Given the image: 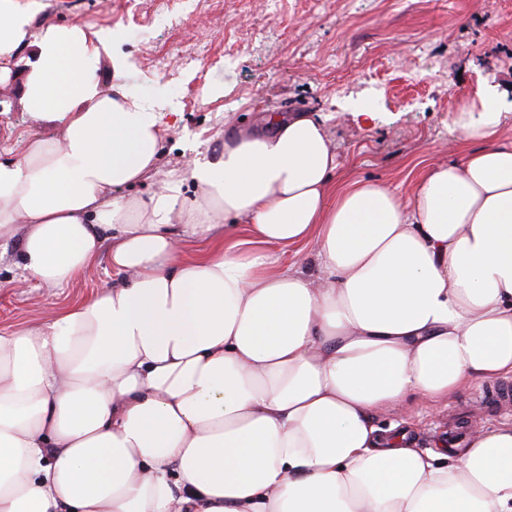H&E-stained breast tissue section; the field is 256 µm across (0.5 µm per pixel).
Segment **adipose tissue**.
<instances>
[{"instance_id": "1", "label": "adipose tissue", "mask_w": 512, "mask_h": 512, "mask_svg": "<svg viewBox=\"0 0 512 512\" xmlns=\"http://www.w3.org/2000/svg\"><path fill=\"white\" fill-rule=\"evenodd\" d=\"M54 136L0 161V238L23 282L117 276L0 333V512H512V420L420 447L378 413L512 375V140L495 97L472 150L408 196L342 185L324 123L271 115L146 197L165 110L78 25L0 0V74ZM207 253L181 260L186 238ZM296 249L283 268L270 246Z\"/></svg>"}]
</instances>
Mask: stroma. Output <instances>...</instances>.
Returning <instances> with one entry per match:
<instances>
[{
	"label": "stroma",
	"instance_id": "35a3bbf8",
	"mask_svg": "<svg viewBox=\"0 0 512 512\" xmlns=\"http://www.w3.org/2000/svg\"><path fill=\"white\" fill-rule=\"evenodd\" d=\"M32 23L75 24L88 33L119 31L99 60L103 86L112 61L128 65V87L149 104L165 98L161 171L210 155L226 126L248 129L269 113L306 112L324 120L336 143L337 180L375 179L410 194L427 160L449 145L470 149L457 129L461 109L493 94L512 136V0H196L179 28L160 20L180 0H36ZM232 61H225L226 51ZM197 53L194 67L183 57ZM167 58L179 81L157 69ZM20 74L0 79V159L29 138L53 133L19 100ZM17 241H0V330L40 321L112 282L106 256L64 290L18 288ZM484 381L446 404L411 401L427 448L445 446L456 411L470 430L512 419V399Z\"/></svg>",
	"mask_w": 512,
	"mask_h": 512
}]
</instances>
